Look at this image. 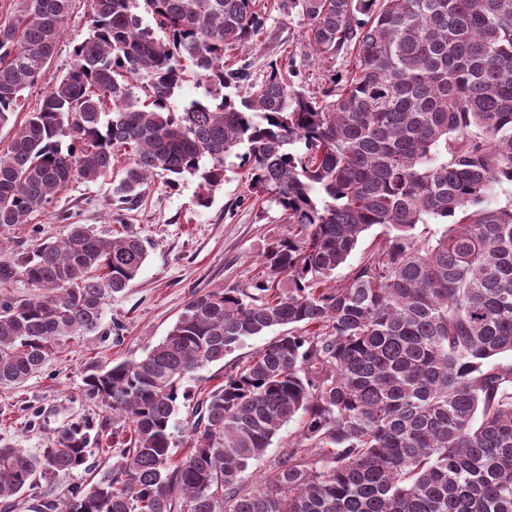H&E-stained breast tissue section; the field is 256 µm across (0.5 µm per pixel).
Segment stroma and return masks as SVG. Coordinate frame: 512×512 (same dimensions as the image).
Returning a JSON list of instances; mask_svg holds the SVG:
<instances>
[{"label":"stroma","instance_id":"obj_1","mask_svg":"<svg viewBox=\"0 0 512 512\" xmlns=\"http://www.w3.org/2000/svg\"><path fill=\"white\" fill-rule=\"evenodd\" d=\"M271 14L255 41L226 53L229 66L245 68L251 81L261 82L270 63L288 66L307 95L319 97L333 74L345 72L349 61L318 57L305 38V24L286 0H256ZM87 6L76 0L68 25L49 64L53 76L66 74L74 48L88 35ZM124 156L112 172L95 182L72 181L30 224L0 231V258L21 254L37 240L65 238L74 224H83L105 238L136 234L144 239L148 257L136 279L104 306L98 329L67 341L61 353L17 387H0V440L37 452L60 427L71 422L98 424L103 412L85 393V378L101 368L144 356L171 329L192 296L215 288L247 284L264 270L268 251L287 238L289 225L272 202L248 198V184L235 157L224 161V184L209 206L195 203L196 184L184 181L168 188L161 178L141 187L139 203L116 215L112 189L123 178ZM266 337L246 339L223 361L188 374L183 387L190 394L219 384L239 360L262 348Z\"/></svg>","mask_w":512,"mask_h":512}]
</instances>
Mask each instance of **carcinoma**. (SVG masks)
<instances>
[{
  "instance_id": "1",
  "label": "carcinoma",
  "mask_w": 512,
  "mask_h": 512,
  "mask_svg": "<svg viewBox=\"0 0 512 512\" xmlns=\"http://www.w3.org/2000/svg\"><path fill=\"white\" fill-rule=\"evenodd\" d=\"M254 2L87 0L88 37L61 77L47 65L74 0H21L0 23V126L25 90L47 85L0 153V229L111 172L119 148V211L154 175L172 189L196 180L206 207L233 154L251 196L277 203L290 227L263 274L195 296L142 358L86 377L106 411L97 428L71 423L38 454L0 445V503L27 493L30 512H512V362L495 361L512 355V203L486 205L492 185L512 183V0H289L318 56H351L321 98L275 63L247 95L230 92L247 74L224 68V51L265 25ZM187 62L205 94L176 112ZM449 218L417 243V225ZM146 256L136 235L74 224L0 258V285L38 290L0 300V385L95 332ZM276 328L193 407L177 459L182 379ZM291 421L274 476L241 492ZM120 427L130 446L88 465ZM80 467L89 480L55 498V476Z\"/></svg>"
}]
</instances>
